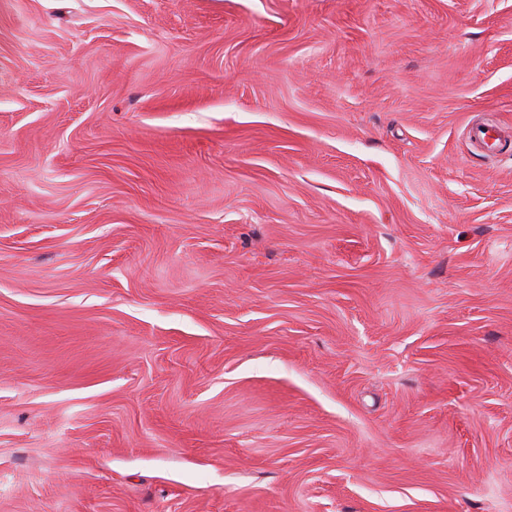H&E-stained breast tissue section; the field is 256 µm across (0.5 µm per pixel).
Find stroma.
Returning <instances> with one entry per match:
<instances>
[{
  "instance_id": "1",
  "label": "stroma",
  "mask_w": 512,
  "mask_h": 512,
  "mask_svg": "<svg viewBox=\"0 0 512 512\" xmlns=\"http://www.w3.org/2000/svg\"><path fill=\"white\" fill-rule=\"evenodd\" d=\"M0 512H512V0H0Z\"/></svg>"
}]
</instances>
